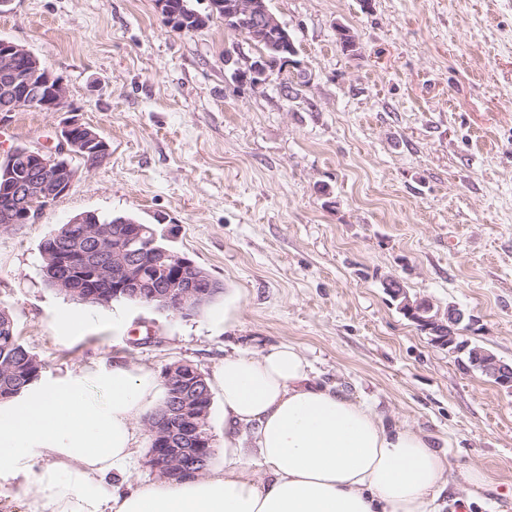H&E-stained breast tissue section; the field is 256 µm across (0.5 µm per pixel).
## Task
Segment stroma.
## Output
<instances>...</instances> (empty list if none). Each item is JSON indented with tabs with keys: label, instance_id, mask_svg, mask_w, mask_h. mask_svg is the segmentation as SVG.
<instances>
[{
	"label": "stroma",
	"instance_id": "stroma-1",
	"mask_svg": "<svg viewBox=\"0 0 512 512\" xmlns=\"http://www.w3.org/2000/svg\"><path fill=\"white\" fill-rule=\"evenodd\" d=\"M297 48L265 83L220 18L183 31L156 0H13L0 39L67 90L66 109L0 114V153L56 141L69 119L109 153L76 158L69 191L0 229V309L55 376L92 363L161 375L298 346L314 382L446 446L479 486L435 512H512V393L434 345L385 283L512 363V0H270ZM356 37L343 51L337 27ZM293 85L297 96L287 97ZM132 213L224 286L179 317L80 304L44 285L40 243L70 217ZM85 321L57 333L71 311Z\"/></svg>",
	"mask_w": 512,
	"mask_h": 512
}]
</instances>
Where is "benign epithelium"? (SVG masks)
Wrapping results in <instances>:
<instances>
[{"label": "benign epithelium", "mask_w": 512, "mask_h": 512, "mask_svg": "<svg viewBox=\"0 0 512 512\" xmlns=\"http://www.w3.org/2000/svg\"><path fill=\"white\" fill-rule=\"evenodd\" d=\"M213 11L228 12V18L250 23L254 34L266 31L277 24L276 17L264 0H210ZM21 57L31 60L29 70L23 79L15 78V62ZM268 56L261 53L249 64L247 75L256 83L266 78ZM0 76L12 83H21L23 90L15 102V109L26 108L37 102L47 112H59L65 107L66 89L39 59L27 48L12 41L0 39ZM55 147L30 149L26 152L29 167L37 172L35 177H23L16 182H7L0 188L14 197L18 215L3 221L11 226L35 221L57 198L69 190L77 177L78 170L72 165V158L92 155L94 161L102 160L109 152L106 140L94 129L75 120L68 122L58 135ZM88 236L97 240L96 251L105 250L112 242V264L98 262L84 270L82 278L104 287L112 288V295H123L132 299L147 300L182 315L191 313L198 306L203 292L198 290L199 275L195 264L187 257L174 251L163 253L167 280L164 285L149 279L143 264L131 259L118 258L117 235L97 233L87 229ZM429 318H421L417 324L430 333L431 341L451 353L458 352L455 339L463 333L456 321L453 308L445 313L427 309ZM496 385L512 392V364L500 362L492 372ZM164 383L176 382L187 389V396L174 402L165 413L146 422L150 436L147 464L158 475L169 480H184L202 476L208 469L209 457L213 450V439L202 431L200 419L209 411L212 394L207 392L205 375L189 363H178L166 368Z\"/></svg>", "instance_id": "1"}]
</instances>
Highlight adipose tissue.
I'll use <instances>...</instances> for the list:
<instances>
[{
	"label": "adipose tissue",
	"mask_w": 512,
	"mask_h": 512,
	"mask_svg": "<svg viewBox=\"0 0 512 512\" xmlns=\"http://www.w3.org/2000/svg\"><path fill=\"white\" fill-rule=\"evenodd\" d=\"M311 373L290 343L225 356L223 470L126 489L156 377L117 363L39 379L0 401V487L24 480L26 512H433L450 483L445 453ZM241 425L253 426L268 477L244 465Z\"/></svg>",
	"instance_id": "obj_1"
}]
</instances>
